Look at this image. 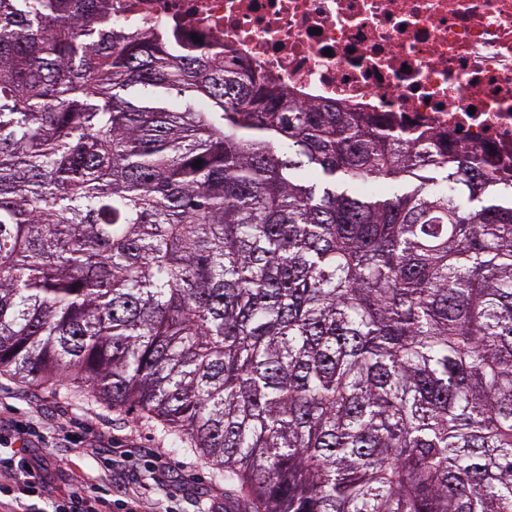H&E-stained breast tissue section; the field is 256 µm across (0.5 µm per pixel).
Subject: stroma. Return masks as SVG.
<instances>
[{"mask_svg": "<svg viewBox=\"0 0 512 512\" xmlns=\"http://www.w3.org/2000/svg\"><path fill=\"white\" fill-rule=\"evenodd\" d=\"M73 429L83 446L70 443ZM0 433L10 436L17 460L41 469L58 495L82 477L111 499L112 512H123L133 496L142 497L147 512H230L223 473L175 443L166 428L69 386L40 390L1 374ZM64 457L74 468L61 465Z\"/></svg>", "mask_w": 512, "mask_h": 512, "instance_id": "stroma-1", "label": "stroma"}]
</instances>
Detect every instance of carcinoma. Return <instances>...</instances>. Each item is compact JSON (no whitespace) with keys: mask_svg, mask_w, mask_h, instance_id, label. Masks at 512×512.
<instances>
[{"mask_svg":"<svg viewBox=\"0 0 512 512\" xmlns=\"http://www.w3.org/2000/svg\"><path fill=\"white\" fill-rule=\"evenodd\" d=\"M107 2L0 0V374L235 512H512V178Z\"/></svg>","mask_w":512,"mask_h":512,"instance_id":"1","label":"carcinoma"}]
</instances>
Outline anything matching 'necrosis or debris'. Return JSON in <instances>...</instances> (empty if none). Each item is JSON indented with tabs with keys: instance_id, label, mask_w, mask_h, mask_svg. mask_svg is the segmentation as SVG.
I'll return each mask as SVG.
<instances>
[{
	"instance_id": "4bbe7bcc",
	"label": "necrosis or debris",
	"mask_w": 512,
	"mask_h": 512,
	"mask_svg": "<svg viewBox=\"0 0 512 512\" xmlns=\"http://www.w3.org/2000/svg\"><path fill=\"white\" fill-rule=\"evenodd\" d=\"M112 19L238 59L303 103L512 170V0H111Z\"/></svg>"
}]
</instances>
